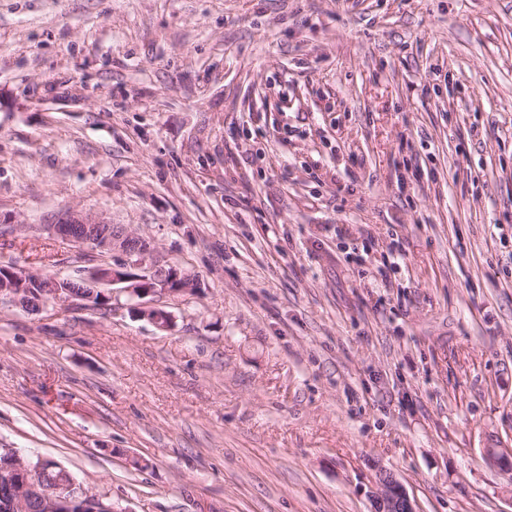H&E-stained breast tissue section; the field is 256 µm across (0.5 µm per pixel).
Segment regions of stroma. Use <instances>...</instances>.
Returning <instances> with one entry per match:
<instances>
[{
	"instance_id": "35a3bbf8",
	"label": "stroma",
	"mask_w": 512,
	"mask_h": 512,
	"mask_svg": "<svg viewBox=\"0 0 512 512\" xmlns=\"http://www.w3.org/2000/svg\"><path fill=\"white\" fill-rule=\"evenodd\" d=\"M197 275L162 330L0 305V448L120 512H512V0H0V265ZM45 230L69 243L122 256L112 266L91 269L79 278L82 284L75 288H84L79 297L90 306H101V299L107 296L101 290L105 286L124 284L121 288L139 299L166 294L186 295L200 288L197 278L149 261L150 244L121 225L91 220L78 212L68 211L59 224L46 225ZM97 293L100 294L98 303L95 302ZM370 502L371 512H418L403 484L383 468L376 470Z\"/></svg>"
}]
</instances>
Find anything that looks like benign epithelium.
<instances>
[{"mask_svg": "<svg viewBox=\"0 0 512 512\" xmlns=\"http://www.w3.org/2000/svg\"><path fill=\"white\" fill-rule=\"evenodd\" d=\"M43 228L69 243L121 255L120 261L94 268L80 278V297L93 307L97 306L96 297H105L104 287L121 284L126 292L142 300L134 307L137 315L146 317L160 329H167L172 324L171 315L145 302L144 298L186 295L200 288L197 278L149 260L150 244L120 225L91 220L69 211L60 223L45 224ZM62 283L67 284L69 280L42 277L29 269L0 266V300L7 298L30 310L73 297L70 290L60 287ZM0 456L13 459L15 472L25 476L12 491L11 499L0 504L4 512H27L29 502L36 497L44 512H63V507L80 500L88 501L93 512H117L112 501L91 493L63 467L50 487L33 479L34 474L55 467L52 460L39 456L24 459L14 448H0ZM484 460L502 471L511 472L512 448H486ZM370 502L371 512H418L403 484L383 468L376 470Z\"/></svg>", "mask_w": 512, "mask_h": 512, "instance_id": "7a95c632", "label": "benign epithelium"}]
</instances>
